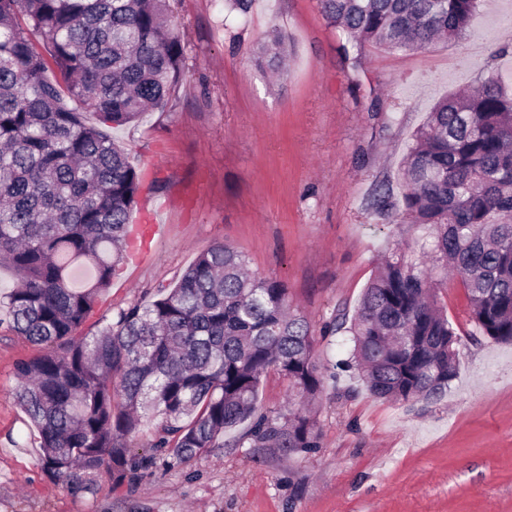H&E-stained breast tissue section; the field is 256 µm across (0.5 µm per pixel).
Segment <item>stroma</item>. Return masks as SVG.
<instances>
[{"mask_svg": "<svg viewBox=\"0 0 512 512\" xmlns=\"http://www.w3.org/2000/svg\"><path fill=\"white\" fill-rule=\"evenodd\" d=\"M510 13L512 0H481L470 36L417 52L370 47L355 74L318 0H253L243 16L224 0H177L182 81L164 107L110 131L164 231L140 263L119 266L84 332L152 300L218 243L283 281L314 329L353 318L380 259L411 242L395 213L370 207L375 185L389 180L401 204L400 168L434 103L489 72L512 75ZM275 30L290 51L280 75L254 63ZM377 98L388 111H371ZM439 297L459 361L440 400L380 401L343 374L316 403L320 448L300 456L254 447L243 425L241 447L177 463L155 447L151 422L133 442L146 466L85 498L36 464L39 433L13 392L16 364L39 349L1 321L0 512H512V344L476 329L460 279Z\"/></svg>", "mask_w": 512, "mask_h": 512, "instance_id": "stroma-1", "label": "stroma"}]
</instances>
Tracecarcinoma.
Instances as JSON below:
<instances>
[{
  "mask_svg": "<svg viewBox=\"0 0 512 512\" xmlns=\"http://www.w3.org/2000/svg\"><path fill=\"white\" fill-rule=\"evenodd\" d=\"M479 0H320L345 34L353 72L367 46L418 51L463 38ZM170 0H0V297L12 330L42 353L15 367V398L40 436L37 465L75 496L115 486L141 464L132 438L157 421L155 447L175 462L224 445L248 424L255 448L321 444L306 408L324 387L318 339L288 311V288L247 272L216 244L171 288L80 336L124 258L144 176L104 132L163 107L182 75ZM288 53L274 32L256 62ZM96 114L90 124L84 112ZM402 221L417 250L395 251L364 291L341 360L377 399L433 402L457 375L456 333L438 301L448 273L467 291L479 332L512 344V91L492 74L450 93L412 135L401 172ZM371 207H394L379 182ZM75 265L94 276L78 287ZM288 378V404L263 411L261 379Z\"/></svg>",
  "mask_w": 512,
  "mask_h": 512,
  "instance_id": "cac0c4a2",
  "label": "carcinoma"
}]
</instances>
